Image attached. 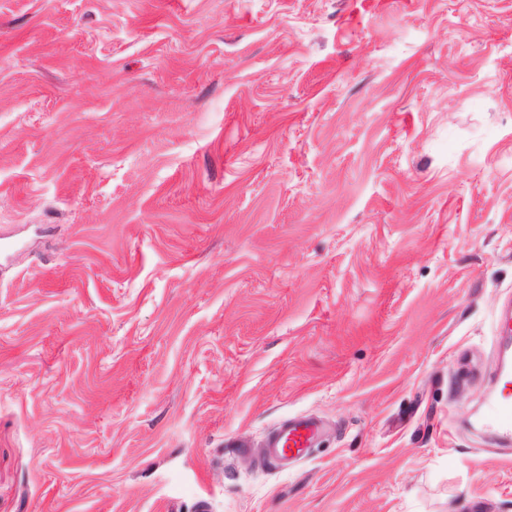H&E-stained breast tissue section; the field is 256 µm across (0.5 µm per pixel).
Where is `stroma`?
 I'll return each instance as SVG.
<instances>
[{"label":"stroma","instance_id":"1","mask_svg":"<svg viewBox=\"0 0 512 512\" xmlns=\"http://www.w3.org/2000/svg\"><path fill=\"white\" fill-rule=\"evenodd\" d=\"M508 304L512 0H0V512H512ZM502 381L501 393L490 405L487 412V422L502 437H512V374L510 369L502 371L500 376ZM321 431L320 422L312 417L297 416L288 419L267 440L266 458L281 465L286 460L304 457Z\"/></svg>","mask_w":512,"mask_h":512}]
</instances>
